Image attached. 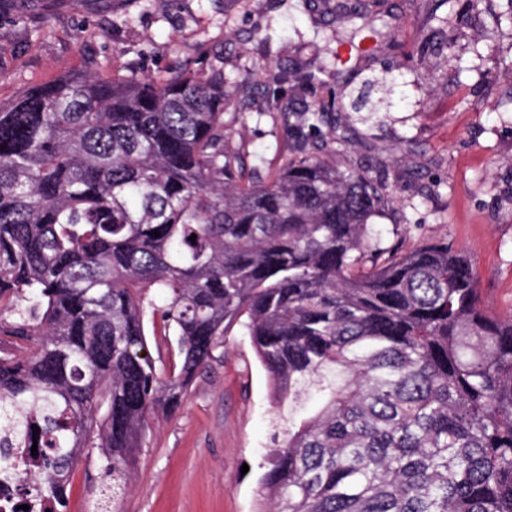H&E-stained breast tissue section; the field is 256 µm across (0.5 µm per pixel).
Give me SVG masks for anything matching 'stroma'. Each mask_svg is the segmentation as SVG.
Returning a JSON list of instances; mask_svg holds the SVG:
<instances>
[{
    "label": "stroma",
    "instance_id": "1",
    "mask_svg": "<svg viewBox=\"0 0 512 512\" xmlns=\"http://www.w3.org/2000/svg\"><path fill=\"white\" fill-rule=\"evenodd\" d=\"M366 24L371 55L336 60ZM175 71L258 75L230 143L261 171L286 150L265 86L318 74L317 96L342 107L338 159L386 178L395 199L373 247L446 242L471 259L485 308L512 313V0H0L2 103L89 72L161 82ZM276 414L249 338L232 331L180 410L151 424L119 503L104 460L84 453L63 512H258Z\"/></svg>",
    "mask_w": 512,
    "mask_h": 512
}]
</instances>
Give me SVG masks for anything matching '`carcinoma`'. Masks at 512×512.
<instances>
[{"mask_svg": "<svg viewBox=\"0 0 512 512\" xmlns=\"http://www.w3.org/2000/svg\"><path fill=\"white\" fill-rule=\"evenodd\" d=\"M254 91L88 75L0 104V301L8 333L38 337L0 356V473L37 446L33 499L60 504L97 449L117 500L153 419L239 327L288 406L259 489L276 512H512V315L444 242L380 259L387 186L322 156L336 100L312 97L289 154L248 176L224 114ZM148 323L177 337L167 366Z\"/></svg>", "mask_w": 512, "mask_h": 512, "instance_id": "obj_1", "label": "carcinoma"}]
</instances>
